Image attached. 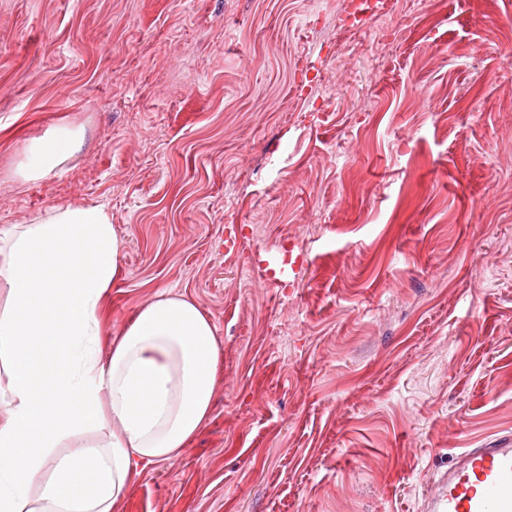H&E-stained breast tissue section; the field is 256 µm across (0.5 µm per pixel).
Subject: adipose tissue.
<instances>
[{
	"instance_id": "obj_1",
	"label": "adipose tissue",
	"mask_w": 512,
	"mask_h": 512,
	"mask_svg": "<svg viewBox=\"0 0 512 512\" xmlns=\"http://www.w3.org/2000/svg\"><path fill=\"white\" fill-rule=\"evenodd\" d=\"M83 129L34 139L16 173L73 160ZM122 242L105 207L0 230V512H112L140 464L177 459L210 417L220 348L191 299L158 293L100 350Z\"/></svg>"
}]
</instances>
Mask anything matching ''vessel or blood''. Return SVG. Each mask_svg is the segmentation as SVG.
Masks as SVG:
<instances>
[{
  "label": "vessel or blood",
  "instance_id": "vessel-or-blood-1",
  "mask_svg": "<svg viewBox=\"0 0 512 512\" xmlns=\"http://www.w3.org/2000/svg\"><path fill=\"white\" fill-rule=\"evenodd\" d=\"M424 512H512V439L466 448L424 495Z\"/></svg>",
  "mask_w": 512,
  "mask_h": 512
}]
</instances>
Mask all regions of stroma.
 <instances>
[{
	"instance_id": "1",
	"label": "stroma",
	"mask_w": 512,
	"mask_h": 512,
	"mask_svg": "<svg viewBox=\"0 0 512 512\" xmlns=\"http://www.w3.org/2000/svg\"><path fill=\"white\" fill-rule=\"evenodd\" d=\"M348 3L0 0V229L107 206L102 352L162 291L221 350L112 512H421L512 437V0ZM63 125L82 153L19 178ZM84 145L83 129L68 126L52 128L30 142L17 164L16 174L24 180L45 178L73 160Z\"/></svg>"
}]
</instances>
